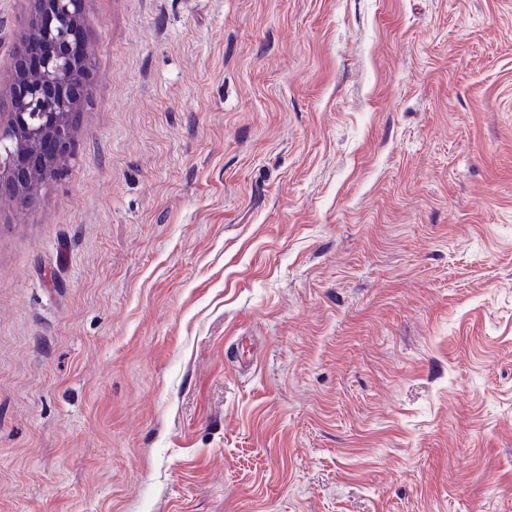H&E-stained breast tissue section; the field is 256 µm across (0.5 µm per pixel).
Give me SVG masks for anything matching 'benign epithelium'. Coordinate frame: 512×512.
Wrapping results in <instances>:
<instances>
[{
  "instance_id": "1",
  "label": "benign epithelium",
  "mask_w": 512,
  "mask_h": 512,
  "mask_svg": "<svg viewBox=\"0 0 512 512\" xmlns=\"http://www.w3.org/2000/svg\"><path fill=\"white\" fill-rule=\"evenodd\" d=\"M48 9L63 10L66 26L61 31L45 30L43 37L56 46L39 68L38 83H16L12 112L0 123V191L16 192L23 200L32 192L31 172L44 164V154L69 155L74 148L71 126L62 120L63 111L79 106L75 89L88 70V59L70 57L68 41L72 24L81 20L82 0H37Z\"/></svg>"
}]
</instances>
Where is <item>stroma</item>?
I'll use <instances>...</instances> for the list:
<instances>
[{"label": "stroma", "mask_w": 512, "mask_h": 512, "mask_svg": "<svg viewBox=\"0 0 512 512\" xmlns=\"http://www.w3.org/2000/svg\"><path fill=\"white\" fill-rule=\"evenodd\" d=\"M84 16L0 196V512H512V0Z\"/></svg>", "instance_id": "obj_1"}]
</instances>
